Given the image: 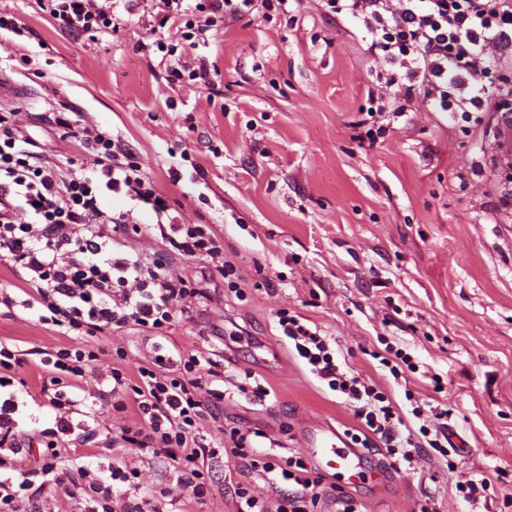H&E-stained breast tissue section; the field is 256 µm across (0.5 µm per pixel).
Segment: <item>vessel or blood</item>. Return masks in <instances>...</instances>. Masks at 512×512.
Returning a JSON list of instances; mask_svg holds the SVG:
<instances>
[{"label": "vessel or blood", "mask_w": 512, "mask_h": 512, "mask_svg": "<svg viewBox=\"0 0 512 512\" xmlns=\"http://www.w3.org/2000/svg\"><path fill=\"white\" fill-rule=\"evenodd\" d=\"M303 442L313 462L322 470L353 473L360 468L361 451L336 426L313 423L306 427Z\"/></svg>", "instance_id": "vessel-or-blood-1"}]
</instances>
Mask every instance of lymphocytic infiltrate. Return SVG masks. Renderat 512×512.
Wrapping results in <instances>:
<instances>
[{"instance_id": "f902f5d3", "label": "lymphocytic infiltrate", "mask_w": 512, "mask_h": 512, "mask_svg": "<svg viewBox=\"0 0 512 512\" xmlns=\"http://www.w3.org/2000/svg\"><path fill=\"white\" fill-rule=\"evenodd\" d=\"M252 3L197 0L195 9L205 22H186L183 40L198 44L214 19L245 11ZM327 5L335 15L360 21L369 51L386 66L385 87H398L405 101L426 102L439 112H491L497 116L498 134H512V89H489L505 61V49L512 47V0H327ZM49 14L61 30L77 34L110 22L93 0H49ZM80 139L96 156L97 168L90 176L82 168L64 171L42 160L30 151L21 128L0 114V251L25 271L29 287L23 297L1 289L0 303L39 311L40 321L64 335L80 330L92 336L125 326L165 335L176 310H189L202 291L185 288L166 256L147 266L137 253L114 251L112 235L126 230L127 217L105 211L101 199L122 193L158 214L169 206L120 141L95 127L82 128ZM168 228L164 239L171 253L205 260L221 275L233 274L213 227L173 218ZM276 319L310 373L352 404L367 432L362 447L381 440L393 467H411L417 445L412 437L401 435L404 420L391 401L343 370L328 338L300 316L282 309ZM98 359L93 346H63L43 366L51 384L66 382L75 388ZM216 366L213 359L192 352L159 354L150 365L139 367L134 379L110 368L109 388L99 395L116 410L138 411L140 426L124 429L121 440L169 459L178 482L198 500L210 491L205 462L221 452L198 428L209 408L200 391ZM50 403L59 411L56 427L43 434L37 467L0 475V512H14L15 501L24 493L67 496L76 488L88 490L93 512H142L132 498L139 488L135 470L112 467L107 482L90 479L81 466L62 472L58 439L72 431L62 410L72 400L59 392ZM230 440V455L268 486H294L272 505L256 489L238 487L239 512H310L321 494L322 479L312 475L303 460L258 453L250 438L235 432Z\"/></svg>"}]
</instances>
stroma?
I'll list each match as a JSON object with an SVG mask.
<instances>
[{
  "label": "stroma",
  "instance_id": "stroma-1",
  "mask_svg": "<svg viewBox=\"0 0 512 512\" xmlns=\"http://www.w3.org/2000/svg\"><path fill=\"white\" fill-rule=\"evenodd\" d=\"M96 5L112 26L77 35L54 24L43 0H0V16L22 27L0 29L7 89L0 114L16 113L43 158H72L88 172L94 156L80 128L118 138L164 192L170 215L219 231L237 279L168 254L187 287L208 292L190 317H178L163 339L136 326L85 337L100 362L75 394L62 468L104 478L113 461L127 463L140 473V498L158 512H238L240 484L271 501L287 495L288 484L264 489L256 474L221 455L208 462L209 497L197 501L166 459L113 447L140 418L95 400L108 368L136 376L155 344L198 352L218 362L212 385L224 392L203 423L213 440L254 432L261 449L308 458L307 422L345 432L359 423L278 329L275 314L285 308L331 338L337 360L383 391L411 429L421 425L413 406L448 407L457 444L446 457L421 449L415 467L400 471L385 447L365 449L361 478L350 485L326 477L313 512L345 496L359 512H512V211L497 207L512 190V162L495 125L397 98L391 105L404 107L403 116L365 139L358 122L383 65L360 23L328 19L323 0H297L284 13L255 0L251 11L211 27L195 50L210 72L207 86L169 80L156 43L180 45V31L158 28L156 0H137L130 12L121 0ZM62 117L68 126L59 125ZM103 204L137 225L123 240L145 262L167 254L162 219L149 206L121 194ZM0 343L20 353L4 392L17 404L24 445L18 455L0 451V459L29 467L40 432L56 426V410L40 395L41 362L74 340L33 311L0 304ZM389 345L416 364L409 381L394 380L377 360ZM119 349L125 359H117ZM271 350L277 362H267ZM260 387L267 397H257ZM88 435L94 448L80 443ZM478 472L491 485L473 503L455 484Z\"/></svg>",
  "mask_w": 512,
  "mask_h": 512
}]
</instances>
